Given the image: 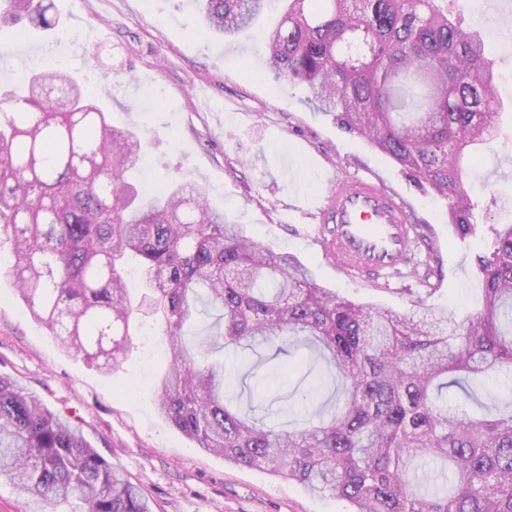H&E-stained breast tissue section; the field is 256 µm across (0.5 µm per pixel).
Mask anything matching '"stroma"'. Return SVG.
Here are the masks:
<instances>
[{
    "label": "stroma",
    "mask_w": 512,
    "mask_h": 512,
    "mask_svg": "<svg viewBox=\"0 0 512 512\" xmlns=\"http://www.w3.org/2000/svg\"><path fill=\"white\" fill-rule=\"evenodd\" d=\"M55 3L64 28L84 45L82 57L45 53L44 36L27 20L0 22V56L14 60L0 70L1 91L18 87L35 68L76 72L89 79L113 125L141 133L140 159L130 177L139 192L153 180L207 187L212 207L275 250L298 256L320 285L350 300L402 313L419 300L460 317L474 312L482 295L475 254L494 227L512 223V208L492 202L493 196L512 195V0H503L495 18L487 0L458 3L467 21L490 20L511 33L494 50L505 137L469 183L482 203L470 237L456 234L444 200L343 129L335 115L318 111L305 85L275 77L258 35L272 28L276 12L254 30L222 41L203 32L197 0ZM132 74L138 83L122 94ZM368 171L405 199L416 223L427 225L437 255L433 292H425L415 275L385 286L344 277L316 245L317 225L309 212L327 178ZM160 340L159 329L145 325L132 337L120 367L105 373L65 352L18 299L11 281L0 280V375L17 380L53 411L74 417L92 447L143 488L152 512H350L346 500L314 496L270 471L224 462L166 424L152 393L166 365L157 349ZM287 362V355L275 358L260 348L225 354L234 406L263 420L267 407L250 394H271L280 399L278 422L285 425L316 410V403L302 399L312 386H320L321 400L330 398L334 383L323 366L292 375L284 369Z\"/></svg>",
    "instance_id": "35a3bbf8"
}]
</instances>
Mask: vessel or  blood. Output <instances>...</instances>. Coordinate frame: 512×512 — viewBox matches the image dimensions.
<instances>
[{
    "label": "vessel or blood",
    "instance_id": "obj_1",
    "mask_svg": "<svg viewBox=\"0 0 512 512\" xmlns=\"http://www.w3.org/2000/svg\"><path fill=\"white\" fill-rule=\"evenodd\" d=\"M319 244L336 269L364 280L400 273L413 259L409 207L370 177H334L314 213Z\"/></svg>",
    "mask_w": 512,
    "mask_h": 512
}]
</instances>
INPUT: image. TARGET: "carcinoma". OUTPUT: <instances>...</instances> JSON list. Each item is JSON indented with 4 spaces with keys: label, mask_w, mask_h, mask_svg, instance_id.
I'll return each mask as SVG.
<instances>
[{
    "label": "carcinoma",
    "mask_w": 512,
    "mask_h": 512,
    "mask_svg": "<svg viewBox=\"0 0 512 512\" xmlns=\"http://www.w3.org/2000/svg\"><path fill=\"white\" fill-rule=\"evenodd\" d=\"M268 0H201L203 31L235 38ZM458 0H288L270 32L278 78L308 85L325 112L448 203V220L476 233L478 202L463 159L502 135L493 61ZM46 32L54 0H0ZM0 270L68 352L108 370L134 323L163 327L169 364L154 402L160 418L240 467L266 468L351 512H512V401L480 416L474 385L512 375V224L475 255L484 288L458 320L423 301L400 314L317 283L296 257L245 234L213 209L206 189L178 184L150 198L127 180L142 148L116 129L86 85L37 70L0 95ZM141 260L148 293L131 299L123 260ZM218 313L197 344V303ZM310 342L337 373L343 402L318 421L269 427L231 409L224 350L280 354ZM457 388L455 404L446 393ZM57 512H150L141 487L10 377L0 376V482Z\"/></svg>",
    "instance_id": "carcinoma-1"
}]
</instances>
